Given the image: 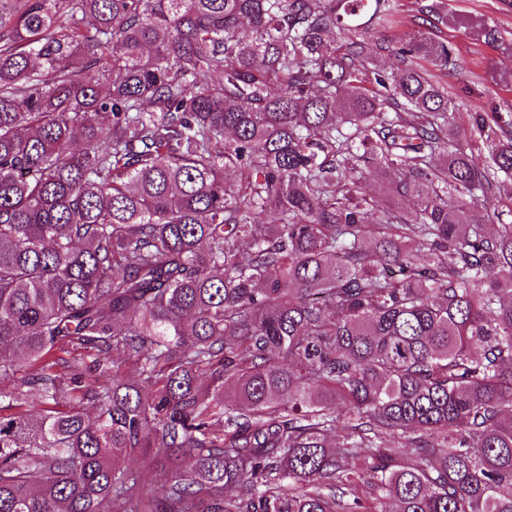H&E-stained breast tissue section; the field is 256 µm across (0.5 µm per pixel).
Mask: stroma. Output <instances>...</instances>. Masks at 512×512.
<instances>
[{
	"label": "stroma",
	"instance_id": "stroma-1",
	"mask_svg": "<svg viewBox=\"0 0 512 512\" xmlns=\"http://www.w3.org/2000/svg\"><path fill=\"white\" fill-rule=\"evenodd\" d=\"M432 13H424V6ZM422 33L446 42L457 63L428 65L452 100V121L469 128L479 113H496V132L512 131V0H391L387 23L376 27L368 49L378 66L397 68V37Z\"/></svg>",
	"mask_w": 512,
	"mask_h": 512
}]
</instances>
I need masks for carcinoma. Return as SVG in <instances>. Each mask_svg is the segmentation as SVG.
<instances>
[{
    "instance_id": "obj_1",
    "label": "carcinoma",
    "mask_w": 512,
    "mask_h": 512,
    "mask_svg": "<svg viewBox=\"0 0 512 512\" xmlns=\"http://www.w3.org/2000/svg\"><path fill=\"white\" fill-rule=\"evenodd\" d=\"M389 13L0 0V512H512V135ZM510 195H512V181L507 180L503 183L499 193L493 197H489L488 199L481 200L475 210L476 219H483V214H485L486 210L493 211L494 209H499L505 210L504 213H506L508 210Z\"/></svg>"
}]
</instances>
